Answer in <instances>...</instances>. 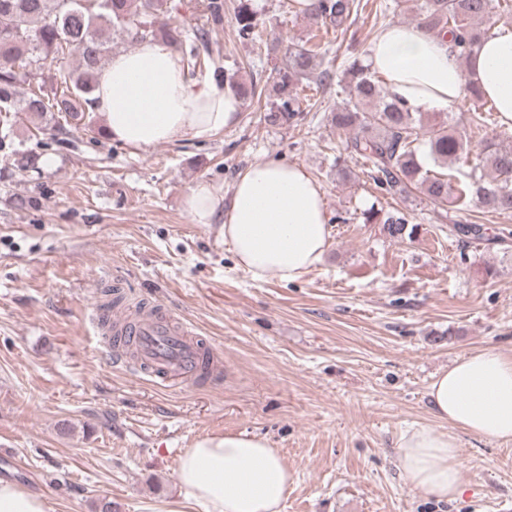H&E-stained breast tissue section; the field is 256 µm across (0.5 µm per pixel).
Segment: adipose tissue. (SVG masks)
Segmentation results:
<instances>
[{
    "mask_svg": "<svg viewBox=\"0 0 512 512\" xmlns=\"http://www.w3.org/2000/svg\"><path fill=\"white\" fill-rule=\"evenodd\" d=\"M364 61L411 111L447 107L475 84L512 126V26L496 25L466 62L447 39L391 24L368 44ZM93 110L112 140L145 150L175 140L207 141L236 122L241 101L224 79L193 80L180 53L146 40L114 54L97 77ZM184 206L198 224L219 223L239 267L253 279L293 282L322 263L328 247L324 193L296 164L258 161L236 179L231 198L205 180ZM436 415L453 426L512 441V356L485 348L456 359L429 387ZM406 480L440 500L464 490L455 439L424 427L399 442ZM291 476L277 450L245 434L209 436L184 449L177 494L160 512H282Z\"/></svg>",
    "mask_w": 512,
    "mask_h": 512,
    "instance_id": "adipose-tissue-1",
    "label": "adipose tissue"
}]
</instances>
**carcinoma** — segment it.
I'll list each match as a JSON object with an SVG mask.
<instances>
[{
    "mask_svg": "<svg viewBox=\"0 0 512 512\" xmlns=\"http://www.w3.org/2000/svg\"><path fill=\"white\" fill-rule=\"evenodd\" d=\"M418 23L448 36L452 51L461 60L469 57L485 35L482 23L491 10L512 14L503 0H415ZM211 22H224V0H204ZM368 6L366 0H315L309 20L318 33L346 34L356 17ZM172 10L169 0H0V152L9 159L4 173L39 170L40 155L13 147L11 114L25 112L47 120L39 133L56 137L69 125L86 129L92 111L96 74L112 53V36L133 41L161 39L175 47L181 43L178 26H154L153 18ZM232 23L236 35L250 42L262 41L260 22L252 0H237ZM196 39L203 53L192 55L194 67L215 65L207 33ZM326 48L321 42H291L281 50L272 69L271 90L264 104V120L273 126L297 121L300 116L299 83L313 79L327 89L333 74L323 67ZM349 98L332 118L345 135L346 150L370 164V177L380 191L404 197L418 191L435 207L449 205L459 210L477 201L500 214H512V148H497L492 139L472 144L454 129L448 117L423 119L396 100L363 60L344 69ZM51 92H45L46 85ZM471 94L479 105L470 110L467 122L481 129L484 113L493 104L473 85ZM480 149L481 160L457 177L427 168L448 163H469L472 147ZM363 222L381 224L393 241L410 238L416 226L399 211L375 207L363 211Z\"/></svg>",
    "mask_w": 512,
    "mask_h": 512,
    "instance_id": "carcinoma-1",
    "label": "carcinoma"
}]
</instances>
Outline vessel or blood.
<instances>
[{
  "label": "vessel or blood",
  "instance_id": "1",
  "mask_svg": "<svg viewBox=\"0 0 512 512\" xmlns=\"http://www.w3.org/2000/svg\"><path fill=\"white\" fill-rule=\"evenodd\" d=\"M94 319L97 325L111 326L113 335L129 338L136 372L173 387L198 386L224 375L220 351L207 348L202 337L152 308L139 306L132 315L116 308Z\"/></svg>",
  "mask_w": 512,
  "mask_h": 512
}]
</instances>
